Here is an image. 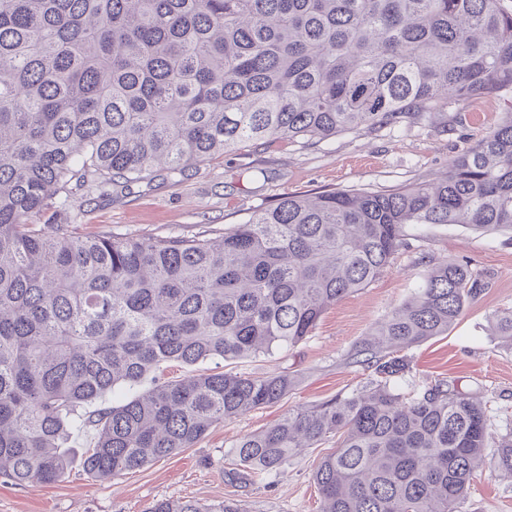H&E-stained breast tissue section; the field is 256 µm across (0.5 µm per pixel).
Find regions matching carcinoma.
Returning a JSON list of instances; mask_svg holds the SVG:
<instances>
[{
    "instance_id": "obj_1",
    "label": "carcinoma",
    "mask_w": 512,
    "mask_h": 512,
    "mask_svg": "<svg viewBox=\"0 0 512 512\" xmlns=\"http://www.w3.org/2000/svg\"><path fill=\"white\" fill-rule=\"evenodd\" d=\"M509 92L500 0H0V478L63 480L74 426L93 430L82 466L104 481L280 402L285 371L156 372L297 346L386 270L409 225L512 232V113L436 180L290 194L218 237L82 235L76 190ZM476 285L466 262L428 266L350 355L365 384L241 437L237 465L276 475L336 439L313 472L321 512H459L477 468L512 476V430L488 452L482 395L400 385L402 351L447 334ZM493 329L512 346V310Z\"/></svg>"
}]
</instances>
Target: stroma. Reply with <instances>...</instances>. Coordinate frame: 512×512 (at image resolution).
Instances as JSON below:
<instances>
[{
    "label": "stroma",
    "instance_id": "1",
    "mask_svg": "<svg viewBox=\"0 0 512 512\" xmlns=\"http://www.w3.org/2000/svg\"><path fill=\"white\" fill-rule=\"evenodd\" d=\"M510 111L512 93L490 94L449 103L437 122L424 116L313 145L277 141L249 147L216 157L184 177L158 174L127 194L105 196L97 188L79 192L70 201V214L81 232L91 235H215L289 193L381 190L438 178L449 160L476 145ZM406 234L407 247L386 271L329 309L312 336L288 352L193 367L197 373L295 374L294 389L279 403L218 424L194 447L109 481L90 478L78 463L64 481L53 484L17 486L0 479V512H144L158 499L239 500L247 512H319L312 473L334 450V442L306 449L284 472L266 478L234 467L229 451L242 436L289 411L363 383V371L349 364V354L410 296L425 260L467 261L478 275V290L447 335L406 349L410 371L403 387L445 380L460 391L480 392L496 412L497 428L512 427V350L492 332L494 315L512 310V236L434 224L408 227ZM463 512H512V476L477 469Z\"/></svg>",
    "mask_w": 512,
    "mask_h": 512
}]
</instances>
